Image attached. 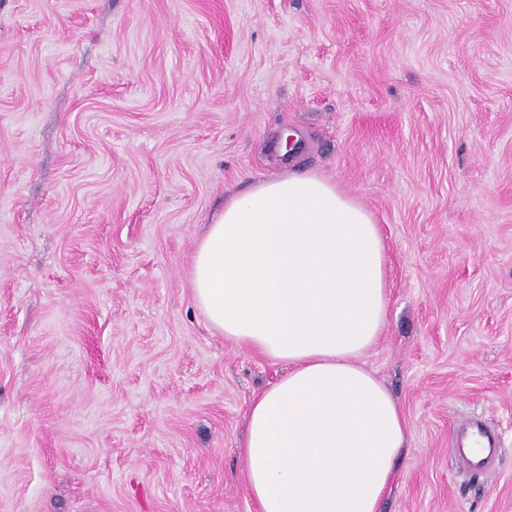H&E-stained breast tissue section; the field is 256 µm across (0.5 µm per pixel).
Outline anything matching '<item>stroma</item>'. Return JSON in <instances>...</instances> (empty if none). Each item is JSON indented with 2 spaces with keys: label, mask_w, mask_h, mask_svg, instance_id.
Wrapping results in <instances>:
<instances>
[{
  "label": "stroma",
  "mask_w": 512,
  "mask_h": 512,
  "mask_svg": "<svg viewBox=\"0 0 512 512\" xmlns=\"http://www.w3.org/2000/svg\"><path fill=\"white\" fill-rule=\"evenodd\" d=\"M292 170L383 238L382 512H512V0H0V512H258L239 443L285 367L192 264L228 192ZM499 435L480 420H470L456 430L451 454L474 471L487 469L499 459Z\"/></svg>",
  "instance_id": "35a3bbf8"
}]
</instances>
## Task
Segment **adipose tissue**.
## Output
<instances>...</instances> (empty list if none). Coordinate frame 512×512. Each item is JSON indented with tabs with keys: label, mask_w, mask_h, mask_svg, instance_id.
Returning <instances> with one entry per match:
<instances>
[{
	"label": "adipose tissue",
	"mask_w": 512,
	"mask_h": 512,
	"mask_svg": "<svg viewBox=\"0 0 512 512\" xmlns=\"http://www.w3.org/2000/svg\"><path fill=\"white\" fill-rule=\"evenodd\" d=\"M191 287L226 339L289 365L240 445L259 512H380L408 427L359 362L388 310L371 214L313 172L257 181L199 240Z\"/></svg>",
	"instance_id": "1"
}]
</instances>
